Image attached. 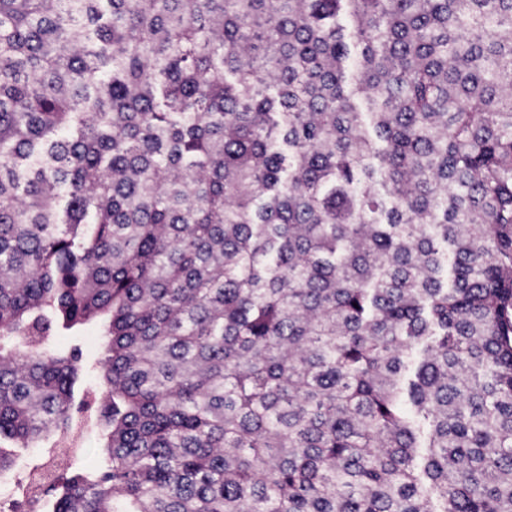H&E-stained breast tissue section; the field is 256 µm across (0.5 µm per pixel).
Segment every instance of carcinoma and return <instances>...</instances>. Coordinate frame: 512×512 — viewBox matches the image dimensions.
I'll return each instance as SVG.
<instances>
[{
  "label": "carcinoma",
  "mask_w": 512,
  "mask_h": 512,
  "mask_svg": "<svg viewBox=\"0 0 512 512\" xmlns=\"http://www.w3.org/2000/svg\"><path fill=\"white\" fill-rule=\"evenodd\" d=\"M87 377L47 512H512V0H0L1 477ZM58 344L61 346H70L72 344H79L82 349L83 356L94 360L101 357L102 348L99 339L97 328L93 325L86 326L77 334L72 336L65 333L57 338ZM75 403L76 405H79L82 410L79 423L67 432L52 433L39 442L34 448H29L23 454L24 458L16 463L12 478L15 475L22 477L25 470L29 469L30 464L42 455L43 448H54L60 435L70 433L78 427H81L82 429L81 442L83 444L82 448H85V464L89 467L95 465L97 459V448H99L102 442L97 420L95 397L92 394L76 393Z\"/></svg>",
  "instance_id": "obj_1"
}]
</instances>
